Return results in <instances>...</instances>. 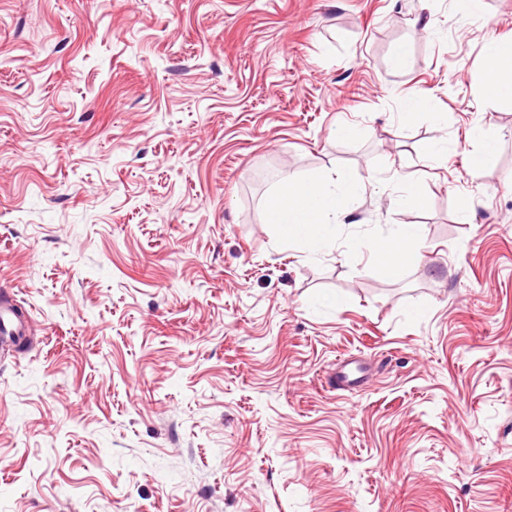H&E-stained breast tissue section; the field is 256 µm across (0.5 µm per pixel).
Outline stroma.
I'll use <instances>...</instances> for the list:
<instances>
[{
  "mask_svg": "<svg viewBox=\"0 0 512 512\" xmlns=\"http://www.w3.org/2000/svg\"><path fill=\"white\" fill-rule=\"evenodd\" d=\"M492 35L512 0H0V512H512ZM343 171L328 245L281 239L268 197ZM387 257L394 272L404 268L418 267L421 263L420 253L412 247L399 246L396 252L388 254ZM26 323L24 318H18L14 313V307L9 297L0 299V334L10 336L19 329H25Z\"/></svg>",
  "mask_w": 512,
  "mask_h": 512,
  "instance_id": "stroma-1",
  "label": "stroma"
}]
</instances>
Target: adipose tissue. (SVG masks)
Returning a JSON list of instances; mask_svg holds the SVG:
<instances>
[{
  "label": "adipose tissue",
  "mask_w": 512,
  "mask_h": 512,
  "mask_svg": "<svg viewBox=\"0 0 512 512\" xmlns=\"http://www.w3.org/2000/svg\"><path fill=\"white\" fill-rule=\"evenodd\" d=\"M356 191L346 173L322 182L289 181L268 198L267 220L284 239L305 242L314 253L325 247L330 224L345 213Z\"/></svg>",
  "instance_id": "obj_1"
}]
</instances>
